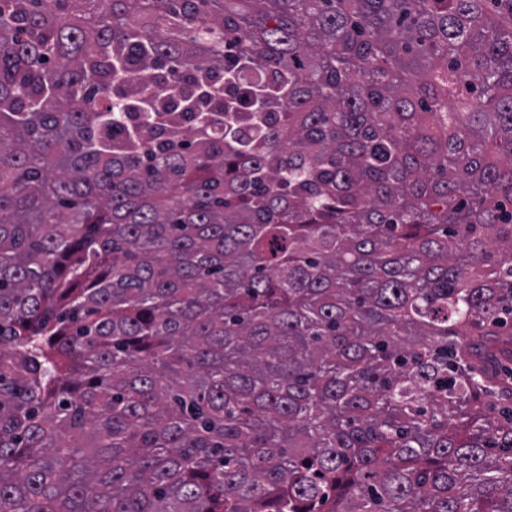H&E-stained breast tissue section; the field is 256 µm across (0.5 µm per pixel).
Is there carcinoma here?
Instances as JSON below:
<instances>
[{
    "instance_id": "cac0c4a2",
    "label": "carcinoma",
    "mask_w": 512,
    "mask_h": 512,
    "mask_svg": "<svg viewBox=\"0 0 512 512\" xmlns=\"http://www.w3.org/2000/svg\"><path fill=\"white\" fill-rule=\"evenodd\" d=\"M0 512H512V0H0Z\"/></svg>"
}]
</instances>
